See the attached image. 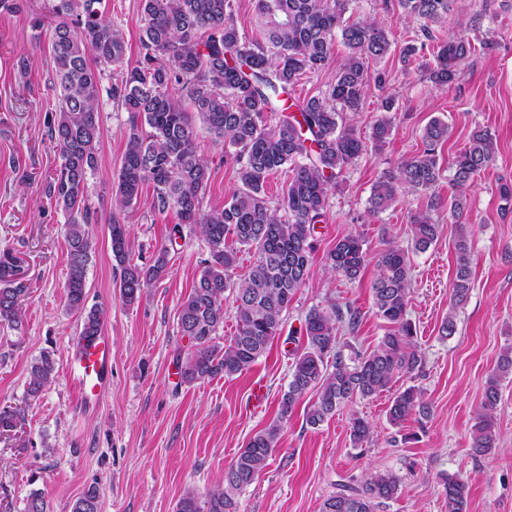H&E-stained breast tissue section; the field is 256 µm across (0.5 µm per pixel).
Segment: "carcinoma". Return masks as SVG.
<instances>
[{"label":"carcinoma","instance_id":"1","mask_svg":"<svg viewBox=\"0 0 512 512\" xmlns=\"http://www.w3.org/2000/svg\"><path fill=\"white\" fill-rule=\"evenodd\" d=\"M101 2L51 0L50 8L55 18L51 50L58 100L50 139L59 151L60 166L47 182V196L67 217L68 307L84 314L81 338L90 339L102 329L101 313L86 310L85 275L95 242L87 230L92 215L85 185L88 173L98 164L100 67H111L116 74L112 99L130 114L113 209L125 211L140 197L143 185L150 183L158 210L173 209L182 223L197 225L209 245L210 257L203 261L179 314L180 333L191 347L180 366L181 382L239 376L266 354L281 333L282 314L309 275L314 230L326 219L330 190L367 148L380 153L391 140L397 119L393 96L382 98L370 137L343 121L344 113L362 109L370 82L386 87V74L369 73L367 61L390 52L388 32L374 17L345 20L351 0H256L259 40L239 31L231 0H143L144 53L130 68L124 66L123 34L103 17ZM396 2L420 22L422 35L406 42L400 58L408 65L426 42H432V59L423 65V73L437 88L452 86L473 52L490 54L496 49L492 40L482 39L476 47L455 35L433 41L432 27L448 23L454 0ZM338 39L348 52L336 62L335 78L325 92L288 103V94L301 76L328 67ZM270 114L278 115L273 124L267 123ZM201 128L224 149H233L231 157L237 165L236 189L223 208L208 214L200 208L210 178L208 162L195 146ZM449 137L448 123L431 119L423 130V149L380 172L368 212L386 211L403 193L435 194L444 174L439 147ZM496 150V135L476 128L450 167L457 194L448 199L447 220L453 227L456 270L449 288L448 316L439 330L445 338L457 332L456 311L468 302L471 291L467 192L492 165ZM278 171L287 173V183L281 203L273 208L266 183ZM440 206L434 197L427 209L409 213L410 250L391 244L372 257L359 235L336 240L327 256L331 272L353 281L375 262L373 306L389 325L388 331L372 351L346 353L338 341V326L354 331L360 313L348 303L310 309L301 329L305 346L292 365L277 418L240 449L224 471V489L212 492L201 505L195 490L188 488L176 512H238L237 492L269 465L294 406L307 393L315 392V400L306 422L317 426L355 399L389 389L395 376L422 371L423 353L407 318L410 252L425 251L440 238L443 225L433 217ZM108 232L112 256L121 266V297L134 304L145 288L166 273L168 249L160 248L150 265L132 264L128 225L114 215ZM228 240L232 245L226 244ZM236 244L256 254L249 278L241 283L231 282L229 275L237 261ZM0 283V322L17 324L20 299L28 288L19 259L8 249L0 251ZM229 288L235 294L236 332L221 348L213 340L224 326V292ZM56 372L51 355H42L31 366L29 394L37 396ZM510 375L512 344L502 349L485 382L472 427L476 454H488L497 447L501 380ZM430 413L421 390L411 385L393 398L388 417L400 426L413 415L427 418ZM371 437L369 422L352 416L353 446L361 448ZM442 481L448 512H469L467 482L453 474ZM401 491L395 474L377 471L367 475L363 484L326 498L321 512H379ZM72 512H101L97 488H88L74 502Z\"/></svg>","mask_w":512,"mask_h":512}]
</instances>
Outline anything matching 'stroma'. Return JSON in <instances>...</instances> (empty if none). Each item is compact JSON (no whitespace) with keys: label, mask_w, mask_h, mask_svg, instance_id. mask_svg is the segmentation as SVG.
<instances>
[{"label":"stroma","mask_w":512,"mask_h":512,"mask_svg":"<svg viewBox=\"0 0 512 512\" xmlns=\"http://www.w3.org/2000/svg\"><path fill=\"white\" fill-rule=\"evenodd\" d=\"M22 11L0 6V250L23 261L30 290L22 323L0 324V408L17 409L22 421L0 434V512H25L38 492L51 512H71L89 487L101 496V512H175L186 488L199 498L222 489L224 471L255 432L276 417L288 388L291 364L303 350L301 324L314 307L349 303L360 313L355 331L340 329L341 342L372 350L384 334L374 314L370 282L349 281L329 272L326 256L336 240L363 236L370 254L394 243L409 246L407 214L425 209L431 196L408 193L378 216L367 200L379 172L416 153L432 118L453 132L443 146L445 160L464 148L475 125L497 137L494 164L468 193L474 226L472 289L458 310L457 333L440 338L448 314V291L455 255L449 235L412 256V294L408 318L425 362L422 376L394 379L391 390L356 400L318 426L306 422L314 400L306 395L285 425L268 467L238 495L239 512H320L322 502L342 486L358 485L375 471L396 474L398 498L380 512H448L442 479L462 477L470 488V512H512V376L501 383L496 419L498 445L491 453L471 451L472 426L487 376L505 345L512 344V211L501 209L497 187L512 181V0H455L436 38L454 33L468 39L495 36L493 54L475 52L447 90L426 81L421 69H405L400 51L419 31L401 9L382 0H354L347 16L378 18L392 40L389 55L368 62L369 71L388 76L385 90L369 88L360 112L346 114L362 135L379 115L382 93L395 96L398 121L383 154L365 152L343 174L329 196L324 223L314 232L310 274L298 290L283 328L268 354L242 375L218 376L187 385L179 366L190 347L179 332L180 306L209 256L198 226L180 223L175 211H158L153 187L126 215L130 259L152 264L160 248L169 251L164 277L145 288L139 302L120 296L116 262L107 226L112 222V190L127 141L128 114L111 95L112 71L100 79L98 165L87 175L86 198L93 215L88 226L95 252L87 266L86 305L104 311L103 328L112 338V377L98 402L85 404L69 373V357L81 329L80 314L67 306L68 246L66 216L46 195L47 175L60 164L48 136L57 100L51 89L50 0H23ZM105 18L125 39L126 61L142 54L141 0H102ZM198 151L210 167L203 212L222 208L237 185L236 166L221 145L200 134ZM56 361L54 380L30 396V366L42 354ZM264 379L268 400L254 409L252 384ZM422 388L431 405L429 418L391 425L388 409L396 392ZM372 426V442L354 447L350 416Z\"/></svg>","instance_id":"35a3bbf8"}]
</instances>
